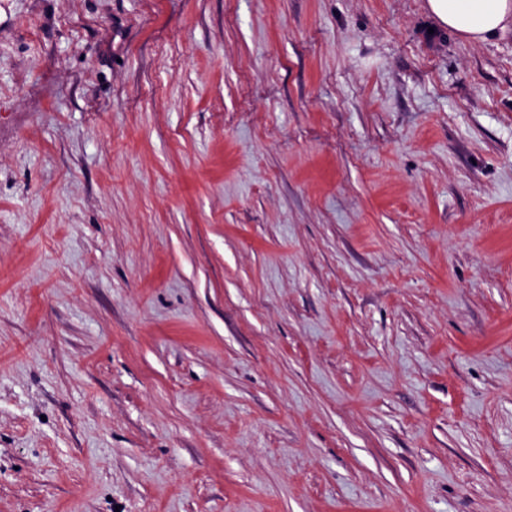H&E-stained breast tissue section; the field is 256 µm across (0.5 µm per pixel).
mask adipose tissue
Segmentation results:
<instances>
[{
    "label": "adipose tissue",
    "instance_id": "obj_1",
    "mask_svg": "<svg viewBox=\"0 0 512 512\" xmlns=\"http://www.w3.org/2000/svg\"><path fill=\"white\" fill-rule=\"evenodd\" d=\"M432 18L469 42L512 33V0H426Z\"/></svg>",
    "mask_w": 512,
    "mask_h": 512
}]
</instances>
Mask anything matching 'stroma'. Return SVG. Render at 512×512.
Instances as JSON below:
<instances>
[{"label": "stroma", "instance_id": "35a3bbf8", "mask_svg": "<svg viewBox=\"0 0 512 512\" xmlns=\"http://www.w3.org/2000/svg\"><path fill=\"white\" fill-rule=\"evenodd\" d=\"M0 512H512V35L0 0Z\"/></svg>", "mask_w": 512, "mask_h": 512}]
</instances>
